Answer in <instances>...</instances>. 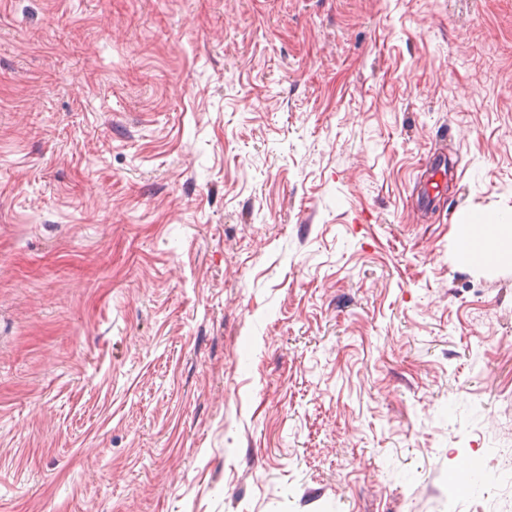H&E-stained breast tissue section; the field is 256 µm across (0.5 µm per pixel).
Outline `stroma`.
<instances>
[{
	"mask_svg": "<svg viewBox=\"0 0 512 512\" xmlns=\"http://www.w3.org/2000/svg\"><path fill=\"white\" fill-rule=\"evenodd\" d=\"M471 211L512 0H0V512H512Z\"/></svg>",
	"mask_w": 512,
	"mask_h": 512,
	"instance_id": "35a3bbf8",
	"label": "stroma"
}]
</instances>
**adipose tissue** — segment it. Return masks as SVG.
Here are the masks:
<instances>
[{
	"label": "adipose tissue",
	"instance_id": "adipose-tissue-1",
	"mask_svg": "<svg viewBox=\"0 0 512 512\" xmlns=\"http://www.w3.org/2000/svg\"><path fill=\"white\" fill-rule=\"evenodd\" d=\"M462 253L481 266L512 261V218L471 214L463 220Z\"/></svg>",
	"mask_w": 512,
	"mask_h": 512
}]
</instances>
